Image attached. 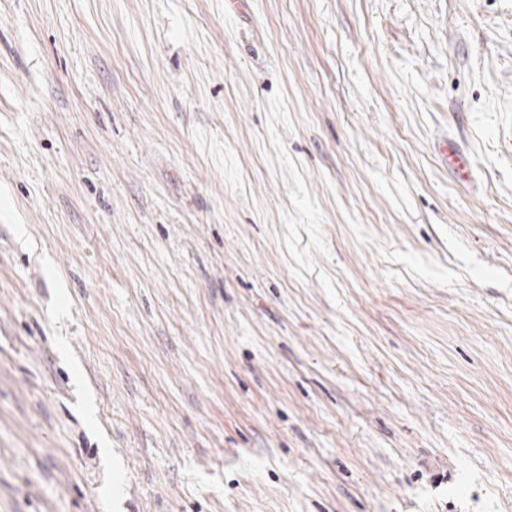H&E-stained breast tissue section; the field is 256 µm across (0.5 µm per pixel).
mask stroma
<instances>
[{
	"mask_svg": "<svg viewBox=\"0 0 512 512\" xmlns=\"http://www.w3.org/2000/svg\"><path fill=\"white\" fill-rule=\"evenodd\" d=\"M0 512H512V0H0ZM439 151L446 165L449 163L461 176L469 175L470 161L467 155L460 151V149L453 144H448V140H446L440 146Z\"/></svg>",
	"mask_w": 512,
	"mask_h": 512,
	"instance_id": "stroma-1",
	"label": "stroma"
}]
</instances>
